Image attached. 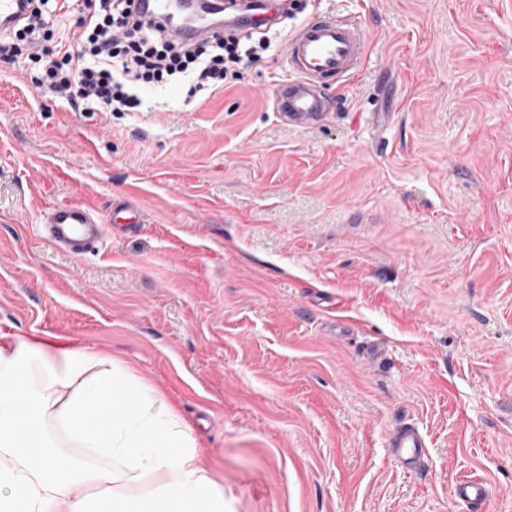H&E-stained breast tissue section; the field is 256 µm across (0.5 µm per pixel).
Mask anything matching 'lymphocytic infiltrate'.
Wrapping results in <instances>:
<instances>
[{
    "label": "lymphocytic infiltrate",
    "mask_w": 512,
    "mask_h": 512,
    "mask_svg": "<svg viewBox=\"0 0 512 512\" xmlns=\"http://www.w3.org/2000/svg\"><path fill=\"white\" fill-rule=\"evenodd\" d=\"M75 43L43 57L42 81L73 107L134 112L138 84L179 83L188 97L219 91L228 75L270 48L268 38L230 32L195 42L145 21L138 0H99Z\"/></svg>",
    "instance_id": "1"
}]
</instances>
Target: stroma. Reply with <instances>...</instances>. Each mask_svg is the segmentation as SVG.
<instances>
[{
  "label": "stroma",
  "instance_id": "35a3bbf8",
  "mask_svg": "<svg viewBox=\"0 0 512 512\" xmlns=\"http://www.w3.org/2000/svg\"><path fill=\"white\" fill-rule=\"evenodd\" d=\"M361 19L367 57L313 128L273 112L281 50L211 96L146 87L72 111L34 45L0 56V336L99 348L191 426L227 512H512V0H306ZM90 10L43 5L38 46ZM69 255L55 203L104 223ZM413 420L425 472L386 434ZM44 238L61 250L88 252L104 236L94 211L82 204H57L44 213ZM487 487L482 481L459 482L454 489V496L464 502L474 505V509H478L487 495Z\"/></svg>",
  "mask_w": 512,
  "mask_h": 512
}]
</instances>
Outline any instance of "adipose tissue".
Instances as JSON below:
<instances>
[{
    "instance_id": "1",
    "label": "adipose tissue",
    "mask_w": 512,
    "mask_h": 512,
    "mask_svg": "<svg viewBox=\"0 0 512 512\" xmlns=\"http://www.w3.org/2000/svg\"><path fill=\"white\" fill-rule=\"evenodd\" d=\"M0 512H226L189 425L111 355L0 340Z\"/></svg>"
}]
</instances>
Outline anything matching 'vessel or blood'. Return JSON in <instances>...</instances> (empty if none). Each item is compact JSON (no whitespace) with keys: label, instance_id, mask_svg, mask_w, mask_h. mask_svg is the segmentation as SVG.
I'll return each mask as SVG.
<instances>
[{"label":"vessel or blood","instance_id":"b4317fda","mask_svg":"<svg viewBox=\"0 0 512 512\" xmlns=\"http://www.w3.org/2000/svg\"><path fill=\"white\" fill-rule=\"evenodd\" d=\"M181 0H142L146 21L168 25ZM29 13L28 0H0V30L17 25ZM366 35L361 22L352 16L316 13L288 34L284 55L285 79L270 94L273 111L293 126L318 125L333 107L330 90L348 87L361 69L366 54ZM44 237L61 250L89 251L104 236L106 228L94 211L82 204H57L44 213ZM395 459L411 470H420L426 458V443L420 430L403 423L388 434ZM487 487L480 481H461L454 496L471 505H481Z\"/></svg>","mask_w":512,"mask_h":512}]
</instances>
